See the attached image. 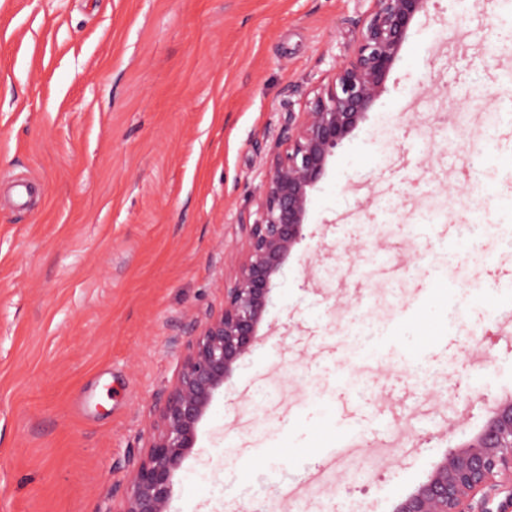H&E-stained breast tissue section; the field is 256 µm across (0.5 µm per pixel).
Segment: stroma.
I'll list each match as a JSON object with an SVG mask.
<instances>
[{
  "mask_svg": "<svg viewBox=\"0 0 512 512\" xmlns=\"http://www.w3.org/2000/svg\"><path fill=\"white\" fill-rule=\"evenodd\" d=\"M371 0H0V512L123 497L287 110ZM512 0H432L309 194L169 512H392L512 399ZM469 112L467 127L450 115ZM491 140L481 187L472 147ZM30 188L26 204L16 185ZM479 213L491 231L464 235ZM359 432L327 467L320 447ZM296 483L284 502L260 476Z\"/></svg>",
  "mask_w": 512,
  "mask_h": 512,
  "instance_id": "1",
  "label": "stroma"
}]
</instances>
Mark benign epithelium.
Here are the masks:
<instances>
[{
    "label": "benign epithelium",
    "mask_w": 512,
    "mask_h": 512,
    "mask_svg": "<svg viewBox=\"0 0 512 512\" xmlns=\"http://www.w3.org/2000/svg\"><path fill=\"white\" fill-rule=\"evenodd\" d=\"M372 2L349 58L305 109L286 112L257 218L243 224L245 237L235 275L224 285V306L188 337L177 382L156 405L151 441L131 462L119 512H168L174 474L195 447L198 425L259 340L274 279L303 238L310 190L336 148L380 99L412 22L429 5V0ZM503 490L512 507V400L499 404L477 434L448 450L436 472L394 512H512L502 505L491 508Z\"/></svg>",
    "instance_id": "benign-epithelium-1"
}]
</instances>
